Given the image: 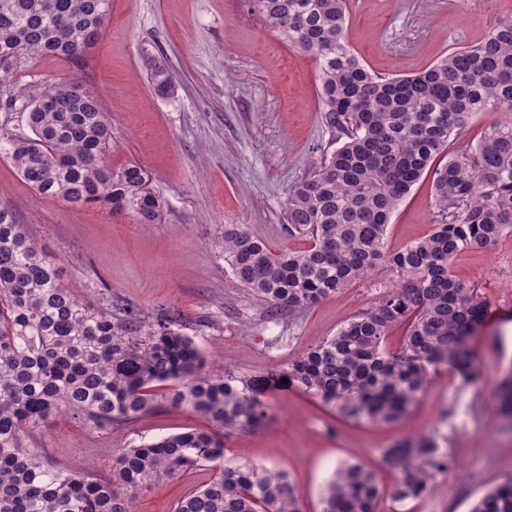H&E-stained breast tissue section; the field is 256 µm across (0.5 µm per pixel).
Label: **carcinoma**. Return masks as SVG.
<instances>
[{
    "mask_svg": "<svg viewBox=\"0 0 512 512\" xmlns=\"http://www.w3.org/2000/svg\"><path fill=\"white\" fill-rule=\"evenodd\" d=\"M251 9L318 65V94L343 143L290 190V229L310 238L303 250L274 255L238 224L224 225V262L269 306L305 311L364 279L378 265L400 284L288 368L213 376L181 329L145 326L131 311L92 306L65 285L25 225L0 210V512H135L138 496L208 465L214 476L175 512H301L288 476L256 464L224 462V435L252 432L268 418L265 395L288 379L347 419L393 424L418 404L430 372L464 381L483 376L472 340L489 302L451 273L464 250H489L512 231V124L493 125L477 144L449 143L474 112H512V18L477 46L453 52L410 77L384 78L346 41L347 0H249ZM110 0H0V89L23 56L81 63L101 36ZM155 96L174 91L166 66L144 51ZM31 134L0 127V154L39 195L108 207L137 224L159 223L162 200L148 172L110 164L112 125L98 92L65 84L28 94ZM432 175L441 221L427 237L394 251L388 226L414 184ZM405 328L401 346L386 349ZM498 413L512 422V377L496 390ZM160 405L185 407L208 422L151 442L112 450V475L55 468L27 439L55 413L96 427L140 419ZM390 487L354 461L326 485L323 512H379L425 496L459 460L433 432L407 436L382 452ZM471 512H512V477Z\"/></svg>",
    "mask_w": 512,
    "mask_h": 512,
    "instance_id": "carcinoma-1",
    "label": "carcinoma"
}]
</instances>
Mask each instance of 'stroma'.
<instances>
[{"label": "stroma", "instance_id": "1", "mask_svg": "<svg viewBox=\"0 0 512 512\" xmlns=\"http://www.w3.org/2000/svg\"><path fill=\"white\" fill-rule=\"evenodd\" d=\"M510 17L512 0H349L346 37L375 73L408 76L476 45ZM147 51L167 64L171 96L154 95ZM49 79L96 88L112 120V163H140L164 201L159 223L137 224L104 207L39 196L0 155V210L26 226L63 283L86 301L133 310L147 324L161 317L183 325L212 370L263 374L322 344L397 283L395 272L379 266L306 311L274 312L225 264L228 224L242 225L276 254L308 246L307 236L288 230V193L339 145L317 96L315 61L251 12L248 0H112L101 40L81 64L18 60L0 92V126L26 133L27 94ZM438 222L426 176L393 216L387 250L425 238ZM451 272L490 302L472 342L484 377L465 383L440 369L409 416L381 426L345 419L314 396L281 387L267 395L265 427L225 437V460L286 471L302 512H322L324 485L344 461L362 462L391 485L382 449L421 431L436 432L460 465L438 475L407 512H469L512 477V431L501 429L495 397L498 379L512 371V233L491 250L459 253ZM206 425L169 406L105 428L58 415L32 445L55 466L105 479L113 449ZM211 475L201 466L159 484L140 495L137 510L174 512Z\"/></svg>", "mask_w": 512, "mask_h": 512}]
</instances>
